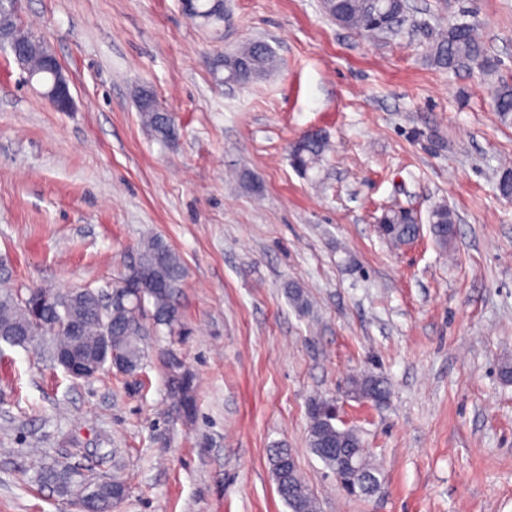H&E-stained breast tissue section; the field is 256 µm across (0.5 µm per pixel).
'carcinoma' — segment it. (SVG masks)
I'll use <instances>...</instances> for the list:
<instances>
[{
	"mask_svg": "<svg viewBox=\"0 0 512 512\" xmlns=\"http://www.w3.org/2000/svg\"><path fill=\"white\" fill-rule=\"evenodd\" d=\"M365 0H322L326 15L337 24L376 33L381 30L379 23L402 16L400 0H372L373 7L367 11ZM192 19L202 25H209L221 19L212 9L211 0H196ZM428 51L433 63L444 70H457L471 64L486 63L485 50L476 29L467 22L455 23L448 28L429 34ZM248 61V71L242 82L250 84L265 76L274 65L272 50L263 42H253L235 52H226L213 64V73L229 80L237 77L240 58ZM494 111L503 124L512 123V82L502 81L492 91ZM144 124L161 140H168L175 134L172 116L159 111L157 102L143 101L139 106ZM326 138L316 132L295 142L290 151L291 162L306 174L313 169L326 152ZM497 190L505 198L512 197V167L499 171ZM386 225L385 239L394 245H404L416 238L418 227L415 217L406 210H390L380 218ZM433 235L445 246L456 236L454 216L445 206L435 208L430 215ZM148 283L156 279L166 282L164 288H141L136 302L112 306V312H105L100 305L101 292L91 289L78 290V302L82 304L79 313L72 312L73 295L47 287H34L25 291L5 288L1 283L7 279L8 269L0 262V340L10 345L28 346L51 337V346L66 347L75 336H81L85 345L96 349L99 339L112 335V350L128 364L129 369L138 372L144 366L146 351L142 342L145 322L152 326H163L168 334H181L184 330L183 313L176 302V295L185 276L184 266L177 253L161 238L152 237L142 246L138 260L130 265L127 273L113 288L123 289V282L129 276ZM178 355L167 353V385L174 407L195 410V383L193 374L175 362ZM350 391L360 398L385 400L388 389L385 381L373 374L364 373L350 379ZM320 402L311 403L308 410V441L313 453L326 468L336 470V449L362 448L360 436L353 430L336 427L323 413L315 412ZM288 448H275L270 457V466L277 493L289 512H316V502L306 480L298 469H288ZM376 468L367 455L361 456V468L345 472L344 481L362 489L377 486ZM80 472L57 463L43 465L36 473L37 482L55 487L64 492L73 488ZM122 491V496L112 499V488ZM127 495L126 480L112 476V486L102 487L100 492L76 504L78 512H100L103 502L114 500L119 505Z\"/></svg>",
	"mask_w": 512,
	"mask_h": 512,
	"instance_id": "carcinoma-1",
	"label": "carcinoma"
}]
</instances>
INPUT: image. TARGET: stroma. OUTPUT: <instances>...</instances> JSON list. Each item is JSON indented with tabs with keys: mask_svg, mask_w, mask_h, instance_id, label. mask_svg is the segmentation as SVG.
<instances>
[{
	"mask_svg": "<svg viewBox=\"0 0 512 512\" xmlns=\"http://www.w3.org/2000/svg\"><path fill=\"white\" fill-rule=\"evenodd\" d=\"M71 83L58 112L0 50V259L9 287L110 291L157 236L181 257L187 335L145 340L136 375L74 380L40 350L0 342V512H75L38 483L64 463L121 475L116 512H289L269 451L292 449L319 512H512V201L500 197L512 125L491 89L512 81V0H409L398 34L341 27L321 0H227L210 28L179 0H23ZM471 21L489 65L437 68L431 30ZM268 44L278 60L246 87L210 58ZM171 113L164 142L136 106ZM330 149L298 174L290 143ZM448 206L458 236L430 231ZM413 212L418 239L377 231ZM301 286L306 311L288 299ZM173 349L195 376L180 416ZM384 378L380 407L347 397ZM337 400L379 468L347 496L308 446V406ZM176 358L179 356L174 351L167 353L166 369L169 393L175 408L184 406L192 410L193 413L196 407L194 377L191 372H184V368L175 362ZM350 391L360 398L386 400L388 389L385 381L373 374L364 373L350 379Z\"/></svg>",
	"mask_w": 512,
	"mask_h": 512,
	"instance_id": "35a3bbf8",
	"label": "stroma"
}]
</instances>
